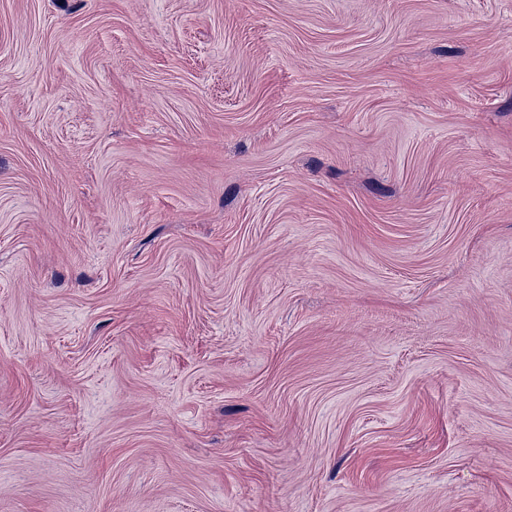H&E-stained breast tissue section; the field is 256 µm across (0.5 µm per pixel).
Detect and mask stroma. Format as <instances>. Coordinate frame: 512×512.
<instances>
[{
    "label": "stroma",
    "instance_id": "obj_1",
    "mask_svg": "<svg viewBox=\"0 0 512 512\" xmlns=\"http://www.w3.org/2000/svg\"><path fill=\"white\" fill-rule=\"evenodd\" d=\"M0 512H512V0H0Z\"/></svg>",
    "mask_w": 512,
    "mask_h": 512
}]
</instances>
